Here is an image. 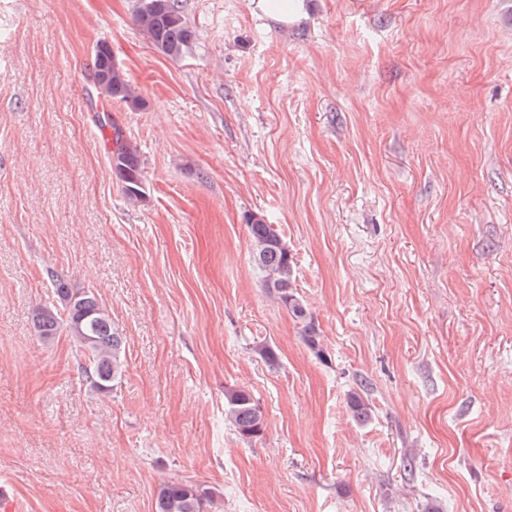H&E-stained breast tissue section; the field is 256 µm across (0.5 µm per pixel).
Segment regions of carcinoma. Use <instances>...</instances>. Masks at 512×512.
<instances>
[{"label": "carcinoma", "mask_w": 512, "mask_h": 512, "mask_svg": "<svg viewBox=\"0 0 512 512\" xmlns=\"http://www.w3.org/2000/svg\"><path fill=\"white\" fill-rule=\"evenodd\" d=\"M134 20L153 46L171 58L183 56L196 39V31L189 24L180 0H135ZM92 79L97 93L105 100L122 102L131 111L145 106L106 42H99L94 48ZM109 144L112 172L126 197L134 202L142 200L144 176L137 147L117 131ZM247 227L253 259L265 287L303 323L307 345L318 348V334L304 300L296 292L293 262L279 230L260 215L251 216ZM52 285L59 306L35 310L33 327L37 336L50 341L61 328H66L88 359L84 373L95 390L102 394L112 392V383L122 372L123 338L112 325L111 314L91 290L72 288L56 279ZM224 400L225 417L241 437L254 438L264 431L263 414L249 392L228 389ZM349 407L359 421L370 417L371 407L357 393L351 394ZM215 504L214 495L195 483L166 481L160 484L155 512H213Z\"/></svg>", "instance_id": "1"}]
</instances>
